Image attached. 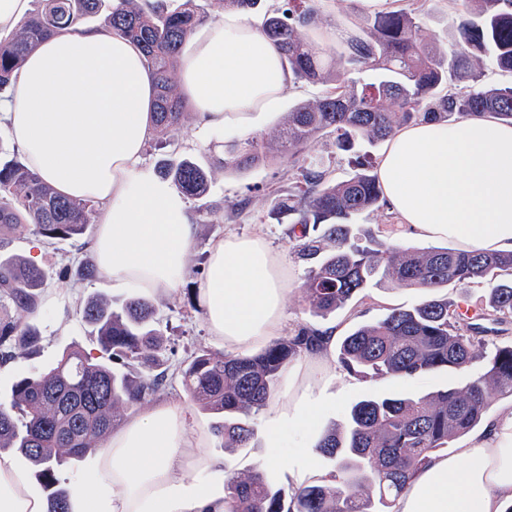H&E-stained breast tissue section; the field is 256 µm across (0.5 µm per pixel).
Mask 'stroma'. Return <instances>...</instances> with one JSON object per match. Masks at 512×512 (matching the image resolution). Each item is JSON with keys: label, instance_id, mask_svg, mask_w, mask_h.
Segmentation results:
<instances>
[{"label": "stroma", "instance_id": "1", "mask_svg": "<svg viewBox=\"0 0 512 512\" xmlns=\"http://www.w3.org/2000/svg\"><path fill=\"white\" fill-rule=\"evenodd\" d=\"M317 28L329 25L355 33L365 19L368 10L363 9L358 0H319ZM402 7L414 9L422 24L439 37L441 50H449L453 41L446 33L447 18L454 10L451 0H401ZM174 142L163 150H146L144 161L150 171H157L159 165L169 158L190 157L197 162L208 163L215 153L216 144L229 145L238 141L236 132L225 131L218 138L208 137L198 132L194 116H187L180 131L173 136ZM293 187L288 179L287 162L276 160L264 166L244 172L232 170L217 172L205 200H189L188 209L197 226L196 241L188 254V274L178 290L169 298L157 301V316L160 320L164 343L171 353L170 364H178L193 351L210 347L211 341L207 326L199 308L191 307L190 298L196 297L197 286L205 272V258L209 246L215 240L229 233L249 234L262 230L271 247L287 253L290 260V274L293 285L286 297L288 325L286 335H294L299 328L317 327L326 323L336 326L340 335H347L356 326L378 320L394 307H411L423 297L421 291L407 287H373L353 299L336 313L318 319L309 312L301 292L308 266L296 254L297 241L288 225L273 224L266 220L267 196L271 190L288 192ZM249 199V206L234 219H226L223 213H210L214 204H224L240 199ZM96 224H89L84 235L45 246L38 261L47 275L45 293L56 292L65 296V307L42 302L36 321L41 335L40 349L36 354L21 356L6 364L0 371V400L7 398L16 377L47 370L64 348L79 346L93 350L94 345L88 326L82 321L79 304L91 296L110 299L113 304H121L122 296L113 294L111 287L98 278L66 280L58 279L56 272L64 264H78L91 258L89 243L96 233ZM467 377L463 371L441 370L424 377L410 380L379 379L352 380L344 369H337L336 382L331 391L334 402L323 417L324 426L344 420L355 401L374 396L407 397L432 393L446 388L461 386ZM256 434L251 448L230 451L225 449L221 436H213L209 453L223 456L232 473H240L256 464L264 455L265 424L263 418L255 420Z\"/></svg>", "mask_w": 512, "mask_h": 512}]
</instances>
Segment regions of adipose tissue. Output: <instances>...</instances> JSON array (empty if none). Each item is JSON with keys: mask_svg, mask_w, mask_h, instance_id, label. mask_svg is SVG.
<instances>
[{"mask_svg": "<svg viewBox=\"0 0 512 512\" xmlns=\"http://www.w3.org/2000/svg\"><path fill=\"white\" fill-rule=\"evenodd\" d=\"M178 81L201 131L252 134L257 113L294 90L292 73L257 21L231 11L188 35ZM15 96L0 102L10 139L61 195L99 205L96 276L113 291L157 301L185 278L196 226L184 196L144 163L154 133L155 78L139 49L104 27L60 31L25 59ZM376 173L399 236L446 240L464 251H512V124L490 117L420 122L388 140ZM288 262L263 233L213 243L198 302L209 336L225 354L251 353L282 336ZM337 329L323 326L312 350L286 368L283 390L264 409V471L288 485L334 484L303 454L322 435L321 414L336 380ZM294 433L300 453L282 451ZM191 423L184 402L157 399L128 413L101 443L91 474L75 489L78 512H223L224 459ZM512 505V411L450 457L411 480L394 512H505ZM0 512H45L40 497L0 454Z\"/></svg>", "mask_w": 512, "mask_h": 512, "instance_id": "obj_1", "label": "adipose tissue"}]
</instances>
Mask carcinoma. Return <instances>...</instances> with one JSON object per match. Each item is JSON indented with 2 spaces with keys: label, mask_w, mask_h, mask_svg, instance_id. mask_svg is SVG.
<instances>
[{
  "label": "carcinoma",
  "mask_w": 512,
  "mask_h": 512,
  "mask_svg": "<svg viewBox=\"0 0 512 512\" xmlns=\"http://www.w3.org/2000/svg\"><path fill=\"white\" fill-rule=\"evenodd\" d=\"M39 8L10 36L0 38V93L13 89L25 57L47 36L79 30L97 16L143 53L156 81L154 136L171 139L187 116L178 92V60L187 36L213 14L248 12L260 0H40ZM315 4L299 0L266 11L264 35L283 53L295 81L324 86L313 100L296 103L272 137L253 136L205 166L188 158L165 162L158 176L184 195L202 199L216 169L250 170L272 159L288 161L296 191L276 196L269 220L300 225L298 254L312 262L301 287L309 312L325 318L364 290L403 286L425 292L411 308H393L343 337L341 366L361 378L411 379L461 370L482 361L464 385L406 398L376 396L354 403L340 425L325 430L317 448L334 462L336 484L299 492L276 485L258 468L224 485V512H388L393 500L431 457L479 425L497 398L512 397V343L485 354L483 322H512V252L421 250L373 235L360 236L363 214L386 205L373 166H356L335 180L323 162L303 151L332 136L344 155L359 142L386 141L404 125L491 116L512 123V82L486 79L485 60L512 74V0H464L452 20L454 48L440 51L415 13L401 8L376 14L351 36L336 63L326 65L307 33ZM376 71L373 82L358 75ZM98 205L63 198L25 161H0V364L33 352L32 323L46 284L34 262L7 252L29 227L47 243L83 234ZM91 278L89 261L62 266L59 276ZM488 289V301L468 314L437 294L449 284ZM98 354L78 346L62 352L44 373L17 378L0 403V451H14L49 491L48 512H72L62 467L94 453L126 412L148 402L166 383L164 339L153 303L133 297L119 307L91 297L79 307ZM302 329L251 356L200 348L179 367L182 385L199 407L218 417L224 447L246 449L253 416L263 409L288 363L313 347Z\"/></svg>",
  "instance_id": "obj_1"
}]
</instances>
